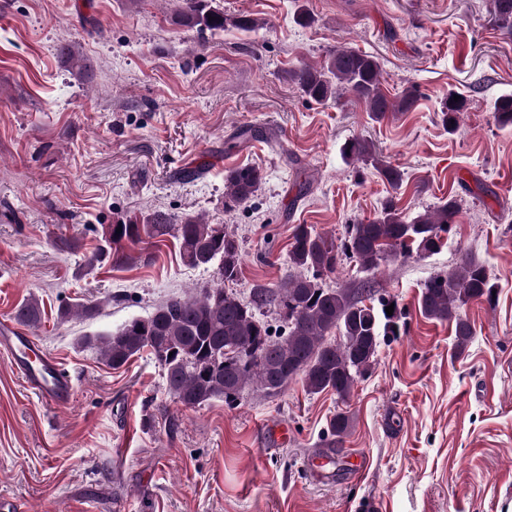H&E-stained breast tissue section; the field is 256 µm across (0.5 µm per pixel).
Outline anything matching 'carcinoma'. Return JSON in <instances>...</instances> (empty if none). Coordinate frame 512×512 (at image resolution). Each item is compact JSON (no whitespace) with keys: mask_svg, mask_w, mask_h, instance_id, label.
<instances>
[{"mask_svg":"<svg viewBox=\"0 0 512 512\" xmlns=\"http://www.w3.org/2000/svg\"><path fill=\"white\" fill-rule=\"evenodd\" d=\"M490 16L501 32L512 36V0H491ZM173 22L201 33L228 28L249 32L263 26L249 14L224 13L215 0H181ZM290 78L317 103L336 97L341 90L353 94L377 122L408 111L417 99L412 87L395 100L389 98L381 88L379 62L349 48L331 51L327 63L319 68L306 64L297 67ZM463 106V101L448 96L441 111L446 129H455L451 121L458 120ZM495 111L500 124L512 126V95L499 98ZM342 154L371 162L381 178L398 187L401 173L378 158L372 142L350 139L343 144ZM263 181V172L253 166L228 170L224 175V209L251 202ZM458 211L457 200L450 198L408 220L389 199L375 218L348 225L339 244L311 225L297 224L288 249V264L294 272L277 285L253 286L246 301L224 291L221 285L196 296L171 297L150 316L132 319L119 331L88 338L86 343L114 369L148 351L163 370L168 393L188 408L215 399L233 403L251 388L276 395L296 377L303 379L309 393L334 392L342 401L374 365L379 338L398 335V313L387 315L389 302L382 298L376 305L367 304L346 288L326 287L323 277L336 272L341 253L365 272L399 256L432 254L444 245V234ZM118 227L122 228L119 234ZM144 235L152 239L174 237L184 262L203 269L218 266L222 282L238 277L239 244L224 225L193 216L178 219L164 211L140 220L116 221L105 244L88 256L87 266L105 260L126 265L138 262V257L126 251V244L138 243ZM495 289L485 265L466 253L453 270L424 282L418 305L427 318L452 325L455 352L462 354L473 339L463 307L472 300L492 302ZM270 310L278 311L285 323L279 336L271 335L260 319ZM98 312L99 305L84 302L61 310L64 316L86 319ZM14 319L23 325L38 324V300L22 302ZM350 427L349 415L336 413L329 423L333 442L341 441Z\"/></svg>","mask_w":512,"mask_h":512,"instance_id":"obj_1","label":"carcinoma"}]
</instances>
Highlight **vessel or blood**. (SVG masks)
Returning a JSON list of instances; mask_svg holds the SVG:
<instances>
[{
    "label": "vessel or blood",
    "instance_id": "obj_1",
    "mask_svg": "<svg viewBox=\"0 0 512 512\" xmlns=\"http://www.w3.org/2000/svg\"><path fill=\"white\" fill-rule=\"evenodd\" d=\"M0 348L9 354L27 387L53 406L70 402L72 379L60 367L54 355L9 320L0 322Z\"/></svg>",
    "mask_w": 512,
    "mask_h": 512
}]
</instances>
